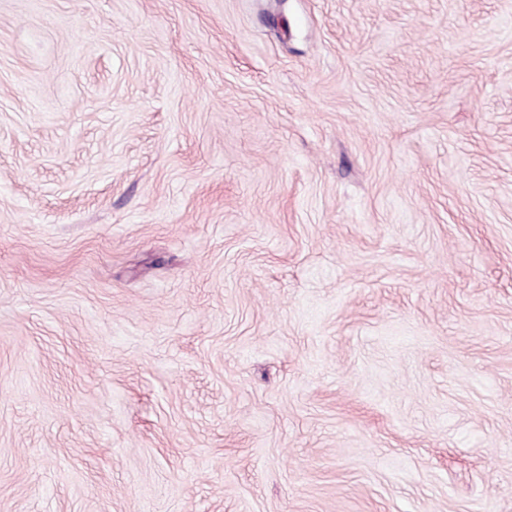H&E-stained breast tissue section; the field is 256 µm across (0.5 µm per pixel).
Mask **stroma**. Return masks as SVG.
I'll list each match as a JSON object with an SVG mask.
<instances>
[{"label":"stroma","instance_id":"obj_1","mask_svg":"<svg viewBox=\"0 0 512 512\" xmlns=\"http://www.w3.org/2000/svg\"><path fill=\"white\" fill-rule=\"evenodd\" d=\"M0 512H512V0H0Z\"/></svg>","mask_w":512,"mask_h":512}]
</instances>
